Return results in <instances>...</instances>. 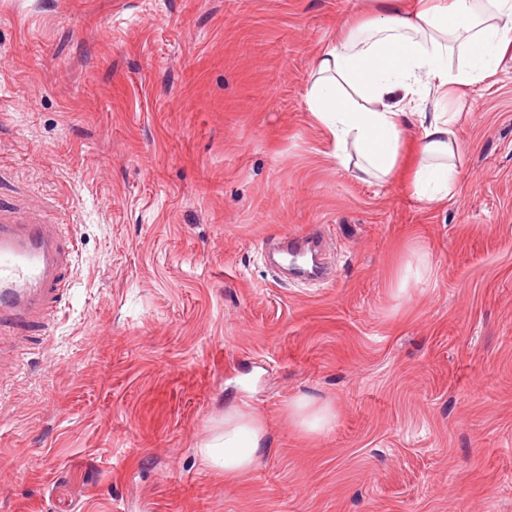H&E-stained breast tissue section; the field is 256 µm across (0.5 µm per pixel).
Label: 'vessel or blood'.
I'll return each instance as SVG.
<instances>
[{
    "instance_id": "b4317fda",
    "label": "vessel or blood",
    "mask_w": 512,
    "mask_h": 512,
    "mask_svg": "<svg viewBox=\"0 0 512 512\" xmlns=\"http://www.w3.org/2000/svg\"><path fill=\"white\" fill-rule=\"evenodd\" d=\"M74 251L55 225L0 207V330L45 323Z\"/></svg>"
}]
</instances>
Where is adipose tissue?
I'll return each instance as SVG.
<instances>
[{
    "mask_svg": "<svg viewBox=\"0 0 512 512\" xmlns=\"http://www.w3.org/2000/svg\"><path fill=\"white\" fill-rule=\"evenodd\" d=\"M380 10L341 23L315 57L307 94L312 117L330 134L333 155L360 180L389 182L400 168L405 131L416 127L410 192L440 202L456 186L461 155L456 93L483 83L512 48V0H381ZM284 416L316 436L334 408L307 396ZM266 418L248 403L224 411V430L201 448L233 482L249 473L267 445Z\"/></svg>",
    "mask_w": 512,
    "mask_h": 512,
    "instance_id": "ef3b65f1",
    "label": "adipose tissue"
}]
</instances>
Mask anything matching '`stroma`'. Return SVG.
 Instances as JSON below:
<instances>
[{"mask_svg":"<svg viewBox=\"0 0 512 512\" xmlns=\"http://www.w3.org/2000/svg\"><path fill=\"white\" fill-rule=\"evenodd\" d=\"M376 0H0V203L77 242L0 334V512H512V50L448 200L337 164L315 56ZM321 235L333 277L267 241ZM330 402L302 437L288 401ZM270 422L228 484L200 448ZM266 418L246 402L224 410V431L202 447L201 453L214 469L224 472V481L233 482L249 473L267 445Z\"/></svg>","mask_w":512,"mask_h":512,"instance_id":"stroma-1","label":"stroma"}]
</instances>
